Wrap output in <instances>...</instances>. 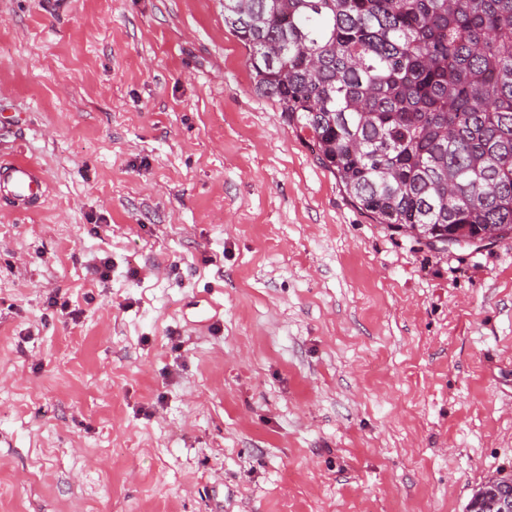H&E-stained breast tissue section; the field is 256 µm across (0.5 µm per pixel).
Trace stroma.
<instances>
[{
    "label": "stroma",
    "instance_id": "35a3bbf8",
    "mask_svg": "<svg viewBox=\"0 0 512 512\" xmlns=\"http://www.w3.org/2000/svg\"><path fill=\"white\" fill-rule=\"evenodd\" d=\"M224 0H0V512H466L512 474V239L360 210ZM107 266L106 275L97 267ZM47 186L37 167L22 159L0 160V197L19 212H27L45 199Z\"/></svg>",
    "mask_w": 512,
    "mask_h": 512
}]
</instances>
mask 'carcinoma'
<instances>
[{"instance_id": "cac0c4a2", "label": "carcinoma", "mask_w": 512, "mask_h": 512, "mask_svg": "<svg viewBox=\"0 0 512 512\" xmlns=\"http://www.w3.org/2000/svg\"><path fill=\"white\" fill-rule=\"evenodd\" d=\"M224 25L377 223L512 238V0H224Z\"/></svg>"}]
</instances>
